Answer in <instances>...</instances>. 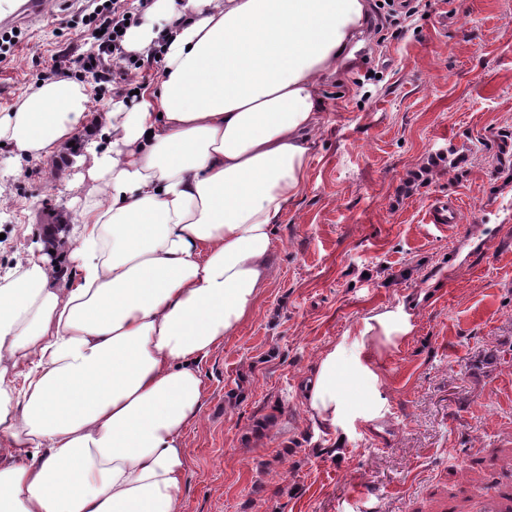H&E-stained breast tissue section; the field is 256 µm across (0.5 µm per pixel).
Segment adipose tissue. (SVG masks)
<instances>
[{
    "instance_id": "adipose-tissue-1",
    "label": "adipose tissue",
    "mask_w": 512,
    "mask_h": 512,
    "mask_svg": "<svg viewBox=\"0 0 512 512\" xmlns=\"http://www.w3.org/2000/svg\"><path fill=\"white\" fill-rule=\"evenodd\" d=\"M368 0H153L126 50L169 41L138 102L112 101V143L88 171L68 266L33 257L0 278V512H182L200 363L250 318L274 228L310 169L319 87L371 28ZM76 82L42 85L0 117L24 154L50 156L83 122ZM412 313L366 317L360 347L324 353L310 417L377 418L375 340Z\"/></svg>"
}]
</instances>
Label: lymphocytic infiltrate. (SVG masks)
Here are the masks:
<instances>
[{
  "instance_id": "obj_1",
  "label": "lymphocytic infiltrate",
  "mask_w": 512,
  "mask_h": 512,
  "mask_svg": "<svg viewBox=\"0 0 512 512\" xmlns=\"http://www.w3.org/2000/svg\"><path fill=\"white\" fill-rule=\"evenodd\" d=\"M152 0H138L128 8L126 0H91L79 22L90 35L89 48L75 58L58 57L50 69L54 78L76 79L90 86L94 102L120 97L143 89L151 70L160 64L164 40H157L144 53H131L124 47V25L145 22Z\"/></svg>"
}]
</instances>
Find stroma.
Listing matches in <instances>:
<instances>
[{"instance_id":"stroma-1","label":"stroma","mask_w":512,"mask_h":512,"mask_svg":"<svg viewBox=\"0 0 512 512\" xmlns=\"http://www.w3.org/2000/svg\"><path fill=\"white\" fill-rule=\"evenodd\" d=\"M58 0L0 63V116L87 34ZM306 185L275 227L272 280L254 315L201 365L186 437L183 512H438L512 463V0H420L398 37L356 47L322 89ZM111 105L85 113L75 150L0 145V276L62 263L100 186L87 142L108 147ZM83 164H76V156ZM459 201L440 229L428 211ZM413 331L379 347L383 409L345 434L303 385L364 317L396 307Z\"/></svg>"}]
</instances>
